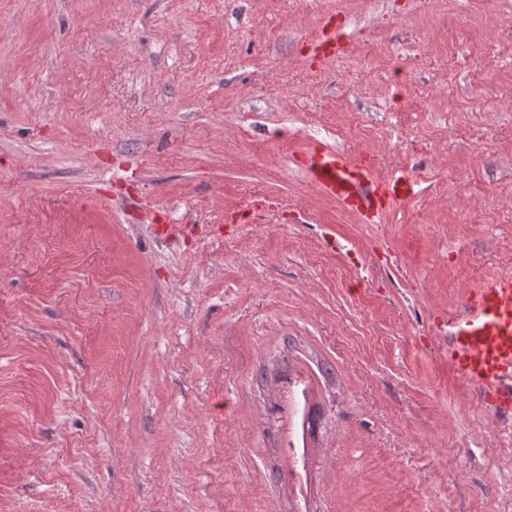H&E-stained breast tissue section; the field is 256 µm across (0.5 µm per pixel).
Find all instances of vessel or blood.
Returning <instances> with one entry per match:
<instances>
[{"label":"vessel or blood","mask_w":512,"mask_h":512,"mask_svg":"<svg viewBox=\"0 0 512 512\" xmlns=\"http://www.w3.org/2000/svg\"><path fill=\"white\" fill-rule=\"evenodd\" d=\"M322 61L347 50L328 25L312 47ZM309 180L363 221L371 223L418 194V181L400 173L375 178L370 164L316 147L298 164ZM448 362L495 413L512 414V277L504 276L468 290L460 310L448 315Z\"/></svg>","instance_id":"obj_1"}]
</instances>
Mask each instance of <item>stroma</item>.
Listing matches in <instances>:
<instances>
[{
	"label": "stroma",
	"instance_id": "35a3bbf8",
	"mask_svg": "<svg viewBox=\"0 0 512 512\" xmlns=\"http://www.w3.org/2000/svg\"><path fill=\"white\" fill-rule=\"evenodd\" d=\"M315 146L422 190L364 223ZM511 244L512 0H0V512H512L445 336ZM347 47L348 45L336 34V23L330 21L327 29L323 31L322 37L313 45L312 50L319 60L325 61L343 55Z\"/></svg>",
	"mask_w": 512,
	"mask_h": 512
}]
</instances>
